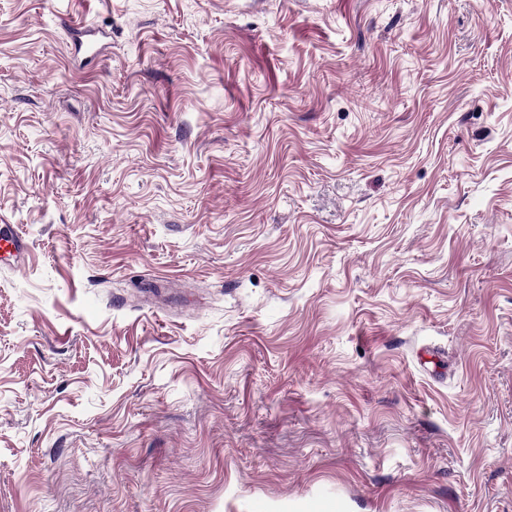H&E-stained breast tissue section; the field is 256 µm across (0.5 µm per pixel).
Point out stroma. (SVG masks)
<instances>
[{
	"mask_svg": "<svg viewBox=\"0 0 512 512\" xmlns=\"http://www.w3.org/2000/svg\"><path fill=\"white\" fill-rule=\"evenodd\" d=\"M0 512H512V0H0ZM29 246L24 233L18 228L0 232V261H6L14 269L23 268L28 260Z\"/></svg>",
	"mask_w": 512,
	"mask_h": 512,
	"instance_id": "stroma-1",
	"label": "stroma"
}]
</instances>
